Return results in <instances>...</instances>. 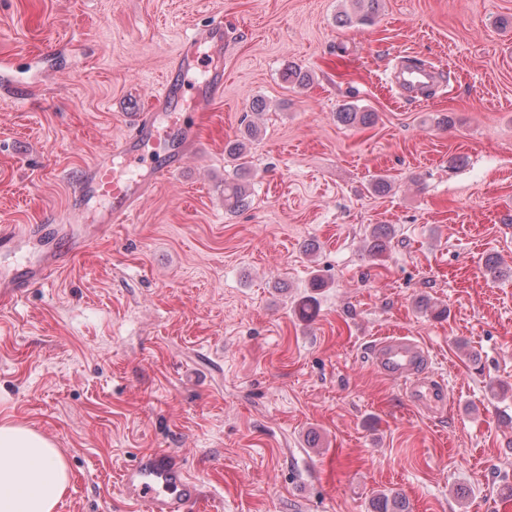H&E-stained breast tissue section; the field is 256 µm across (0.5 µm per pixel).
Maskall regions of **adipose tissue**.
I'll return each instance as SVG.
<instances>
[{"mask_svg": "<svg viewBox=\"0 0 512 512\" xmlns=\"http://www.w3.org/2000/svg\"><path fill=\"white\" fill-rule=\"evenodd\" d=\"M68 484L67 463L48 438L0 422V512H55Z\"/></svg>", "mask_w": 512, "mask_h": 512, "instance_id": "adipose-tissue-1", "label": "adipose tissue"}]
</instances>
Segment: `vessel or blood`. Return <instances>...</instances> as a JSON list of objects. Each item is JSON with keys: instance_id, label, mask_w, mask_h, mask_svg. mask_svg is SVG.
<instances>
[{"instance_id": "vessel-or-blood-1", "label": "vessel or blood", "mask_w": 512, "mask_h": 512, "mask_svg": "<svg viewBox=\"0 0 512 512\" xmlns=\"http://www.w3.org/2000/svg\"><path fill=\"white\" fill-rule=\"evenodd\" d=\"M223 55V22L186 34L158 96L136 116L130 133L116 142L111 156L85 170L73 205L92 235L113 224L130 223L157 181L182 168L197 142L194 113L204 111L224 92V69L217 63ZM396 80L405 96L416 98L438 83L439 73L429 66L411 64L398 72ZM32 236L30 226L1 224L0 250L18 251ZM81 247V241L73 238L52 239L22 268L1 272L0 303L10 304L28 288L48 282ZM371 364L384 378L403 383L415 405H436L446 398L445 389L429 375L424 347L413 339L393 336L375 343ZM121 483L125 497L141 505L144 512H191L202 497L199 484L181 459L165 450L136 457L123 470Z\"/></svg>"}]
</instances>
